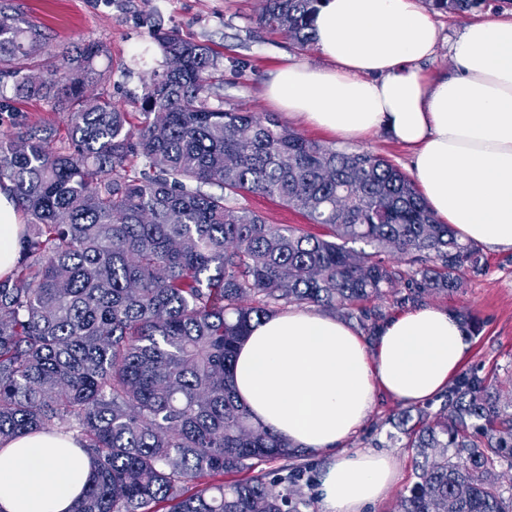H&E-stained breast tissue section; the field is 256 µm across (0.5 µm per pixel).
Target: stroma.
<instances>
[{
  "label": "stroma",
  "instance_id": "obj_1",
  "mask_svg": "<svg viewBox=\"0 0 512 512\" xmlns=\"http://www.w3.org/2000/svg\"><path fill=\"white\" fill-rule=\"evenodd\" d=\"M0 9L40 27L45 45L37 57L25 61V71L41 77L62 69L67 52L89 42L102 44L105 56L89 82V93L108 99L130 122H137L141 97L155 73L166 67L157 39L176 33L207 45L218 64L216 90L209 100L215 108L244 110L272 116L290 131L322 144H336V137L276 111L265 97V84L288 58L319 66L323 60L316 45L296 48L283 34L259 28L258 0H0ZM502 0H483L480 7L457 15L432 10L443 37L435 58L427 65L430 74L450 71L449 39L463 24L491 19L511 10ZM0 94L7 99L0 108V139L15 136L30 126L45 127L64 135L66 110L37 98L16 96L13 81L0 80ZM270 224H288L312 231L302 213L258 192L237 200ZM406 280L386 288L383 295L367 301L383 318L419 306L442 307L463 315L468 328L471 356L466 370H477L491 382L502 405L512 407V250L480 247L479 262L461 287L430 290L409 298ZM402 403L378 397L363 427L345 443L349 450L388 453L397 481L374 512H397L402 492L416 482L412 449L395 425Z\"/></svg>",
  "mask_w": 512,
  "mask_h": 512
}]
</instances>
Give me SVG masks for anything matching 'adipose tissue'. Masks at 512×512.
<instances>
[{"label": "adipose tissue", "instance_id": "obj_1", "mask_svg": "<svg viewBox=\"0 0 512 512\" xmlns=\"http://www.w3.org/2000/svg\"><path fill=\"white\" fill-rule=\"evenodd\" d=\"M326 64L287 63L266 95L280 110L343 138L385 132L413 151V174L435 218L462 239L512 249V16L466 23L450 75L428 77L440 31L421 0H326L313 18ZM23 227L0 188V278ZM467 327L446 308L387 320L368 348L346 322L311 306L252 321L233 384L254 423L323 457V512H365L397 480L389 455L347 451L377 394L416 405L445 391L470 355ZM89 456L55 432L0 446V512H72Z\"/></svg>", "mask_w": 512, "mask_h": 512}]
</instances>
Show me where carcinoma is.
Masks as SVG:
<instances>
[{
    "instance_id": "1",
    "label": "carcinoma",
    "mask_w": 512,
    "mask_h": 512,
    "mask_svg": "<svg viewBox=\"0 0 512 512\" xmlns=\"http://www.w3.org/2000/svg\"><path fill=\"white\" fill-rule=\"evenodd\" d=\"M323 2L260 0L259 24L303 49ZM480 2L432 6L462 15ZM158 43L184 66L145 87L135 131L86 93L99 43L66 56L59 77L16 80L19 96L67 105L68 125L64 146L38 127L0 141V183L27 219L14 273L0 278V443L71 435L95 466L75 512H302L303 471L290 466L302 451L253 423L231 386L250 322L310 304L364 324L379 313L358 303L404 277L412 297L457 288L479 250L389 160L211 107L208 47L176 34ZM43 44L0 11V75ZM246 192L326 233L232 205ZM389 251L410 270L388 264ZM399 424L418 478L400 512H512V495L485 478L512 458V414L485 379L460 377L437 413L405 410Z\"/></svg>"
}]
</instances>
